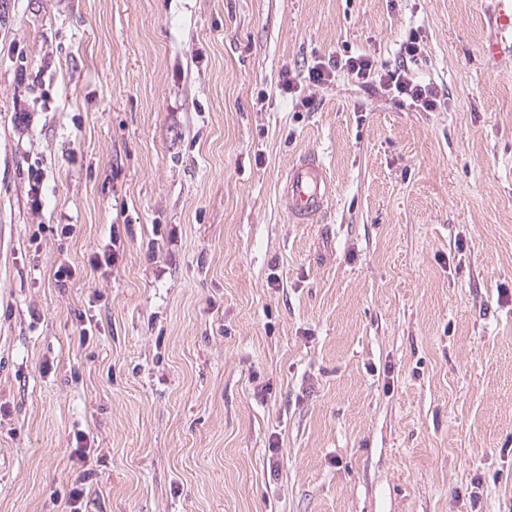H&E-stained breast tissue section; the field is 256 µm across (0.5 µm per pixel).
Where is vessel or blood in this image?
<instances>
[{
    "instance_id": "1",
    "label": "vessel or blood",
    "mask_w": 512,
    "mask_h": 512,
    "mask_svg": "<svg viewBox=\"0 0 512 512\" xmlns=\"http://www.w3.org/2000/svg\"><path fill=\"white\" fill-rule=\"evenodd\" d=\"M491 33L481 47L486 68L512 70V0H491L488 11ZM333 183L317 155L309 154L292 164L281 184V199L288 218L310 224L333 198Z\"/></svg>"
}]
</instances>
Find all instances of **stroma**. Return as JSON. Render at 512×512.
Here are the masks:
<instances>
[{"label": "stroma", "instance_id": "1", "mask_svg": "<svg viewBox=\"0 0 512 512\" xmlns=\"http://www.w3.org/2000/svg\"><path fill=\"white\" fill-rule=\"evenodd\" d=\"M489 4L0 0V512H512ZM412 33L436 111L308 79ZM333 183L315 154L292 164L281 184V199L294 224H311L333 198Z\"/></svg>", "mask_w": 512, "mask_h": 512}]
</instances>
